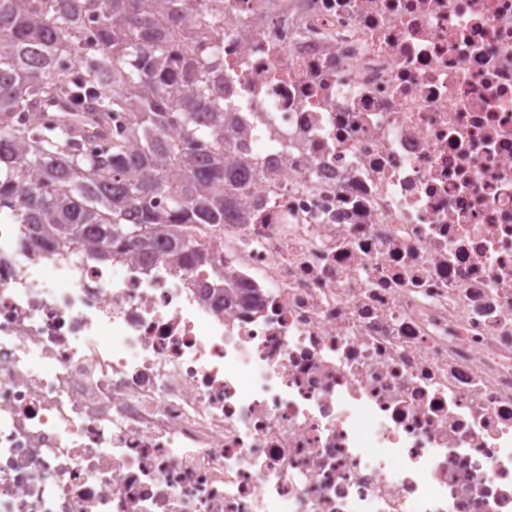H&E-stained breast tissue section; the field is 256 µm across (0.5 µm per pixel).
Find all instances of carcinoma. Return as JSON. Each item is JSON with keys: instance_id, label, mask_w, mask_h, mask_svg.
Segmentation results:
<instances>
[{"instance_id": "obj_1", "label": "carcinoma", "mask_w": 512, "mask_h": 512, "mask_svg": "<svg viewBox=\"0 0 512 512\" xmlns=\"http://www.w3.org/2000/svg\"><path fill=\"white\" fill-rule=\"evenodd\" d=\"M0 0V217L59 248L94 243L149 258L159 240L212 266L190 228L233 220L226 195L219 62L195 46L196 0ZM90 97L122 112L125 137L100 151L73 144L32 111L39 95ZM179 170V178L171 176Z\"/></svg>"}]
</instances>
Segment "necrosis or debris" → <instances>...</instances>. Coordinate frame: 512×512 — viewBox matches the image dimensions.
<instances>
[{
	"mask_svg": "<svg viewBox=\"0 0 512 512\" xmlns=\"http://www.w3.org/2000/svg\"><path fill=\"white\" fill-rule=\"evenodd\" d=\"M209 264L0 219V512H512V0H200Z\"/></svg>",
	"mask_w": 512,
	"mask_h": 512,
	"instance_id": "1",
	"label": "necrosis or debris"
}]
</instances>
